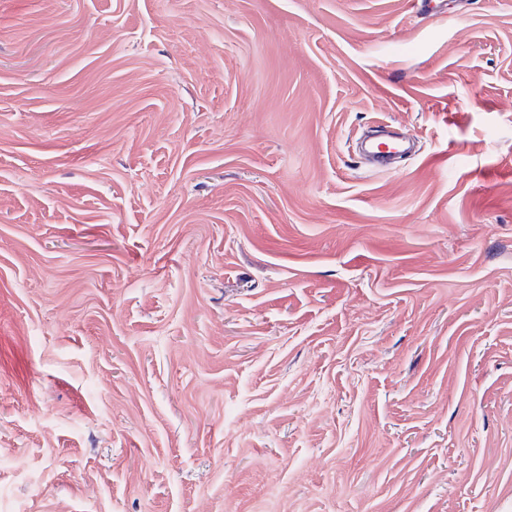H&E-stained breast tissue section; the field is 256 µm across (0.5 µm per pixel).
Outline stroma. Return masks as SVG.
Wrapping results in <instances>:
<instances>
[{
    "mask_svg": "<svg viewBox=\"0 0 512 512\" xmlns=\"http://www.w3.org/2000/svg\"><path fill=\"white\" fill-rule=\"evenodd\" d=\"M0 512H512V0H0Z\"/></svg>",
    "mask_w": 512,
    "mask_h": 512,
    "instance_id": "stroma-1",
    "label": "stroma"
}]
</instances>
